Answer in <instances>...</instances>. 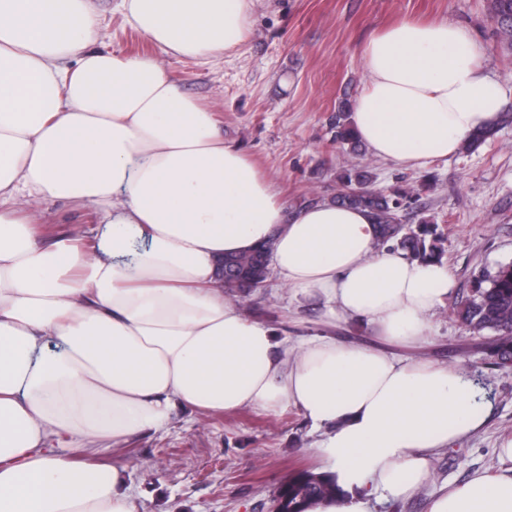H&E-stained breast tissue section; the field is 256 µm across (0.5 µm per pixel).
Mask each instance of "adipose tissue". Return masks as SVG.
Returning <instances> with one entry per match:
<instances>
[{"mask_svg": "<svg viewBox=\"0 0 512 512\" xmlns=\"http://www.w3.org/2000/svg\"><path fill=\"white\" fill-rule=\"evenodd\" d=\"M251 6L116 4L160 52L192 60L242 45ZM98 41L90 0H0V512H142L125 466L75 451L165 430L179 405L297 408L323 431L340 488L312 512L412 496L434 456L485 421L459 372L389 349L429 342L451 269L379 247L367 211L288 207L154 58ZM482 54L450 21L403 18L373 35L357 137L405 168L457 153L512 101ZM22 195L94 205L92 241L44 238ZM268 242L293 294L326 306V329L298 343L217 286L224 254ZM348 321L377 345L333 333ZM428 512H512V473L434 489Z\"/></svg>", "mask_w": 512, "mask_h": 512, "instance_id": "ef3b65f1", "label": "adipose tissue"}]
</instances>
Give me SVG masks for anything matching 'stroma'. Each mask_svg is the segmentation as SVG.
<instances>
[{"label": "stroma", "mask_w": 512, "mask_h": 512, "mask_svg": "<svg viewBox=\"0 0 512 512\" xmlns=\"http://www.w3.org/2000/svg\"><path fill=\"white\" fill-rule=\"evenodd\" d=\"M102 48L155 57L188 93L214 112L226 140L271 179L288 204L330 199L339 176L370 171L372 188L414 190L406 226L432 220L444 236L456 288L432 318L429 345L415 354L458 369L489 416L482 429L437 455L430 477L411 498L371 500L372 512H427L434 486L464 483L482 471L512 470L499 445L512 437V368L497 367L492 340L471 333L454 309L481 269L512 263V123L499 125L479 149L459 151L424 168H403L353 153L333 140L328 118L343 98H356L367 78L360 51L373 33L403 18L459 23L484 46L482 63L512 80V50L492 34L489 0H253L244 44L202 62L157 52L114 10L93 0ZM53 234L79 233L97 222L93 206L63 201L38 206ZM243 313L298 339L318 331L322 307L294 297L277 277L241 305ZM323 436L293 407H243L221 414L176 408L166 431L143 432L125 444L126 484L144 512H273L279 486L296 470L322 471Z\"/></svg>", "instance_id": "obj_1"}]
</instances>
